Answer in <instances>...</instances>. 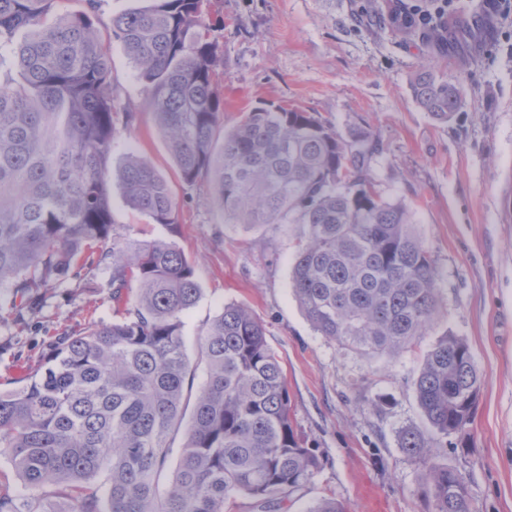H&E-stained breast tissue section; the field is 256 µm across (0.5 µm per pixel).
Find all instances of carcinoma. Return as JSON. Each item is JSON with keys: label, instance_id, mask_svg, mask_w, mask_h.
Listing matches in <instances>:
<instances>
[{"label": "carcinoma", "instance_id": "obj_1", "mask_svg": "<svg viewBox=\"0 0 512 512\" xmlns=\"http://www.w3.org/2000/svg\"><path fill=\"white\" fill-rule=\"evenodd\" d=\"M58 2L0 0V309L22 322L54 289L104 268L113 319L53 337L23 383L0 392V455L32 492L23 509L0 482V512H226L239 497L253 512H285L320 460L295 429L279 358L251 311L227 304L200 338L206 379L189 403L182 316L200 296L195 267L171 242L126 241L112 187L156 224L176 223L177 203L144 156L127 155L112 183L115 123L136 113L120 111L98 0L75 15ZM151 2L112 16V36L144 81L180 180L203 188L226 223L297 226L290 286L316 333L365 357L411 350L443 297L413 213L376 189L379 137L346 138L271 104L226 126L206 0ZM388 9L396 29L423 30L442 54L454 48L447 17L418 19L403 0ZM411 93L440 123L465 104L459 80L430 69ZM480 387L465 339L448 331L424 354L414 391L428 428L402 429L399 443L423 468L428 512H475L437 450L452 438L469 451ZM307 512L348 507L325 497Z\"/></svg>", "mask_w": 512, "mask_h": 512}]
</instances>
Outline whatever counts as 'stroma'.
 Segmentation results:
<instances>
[{"label": "stroma", "mask_w": 512, "mask_h": 512, "mask_svg": "<svg viewBox=\"0 0 512 512\" xmlns=\"http://www.w3.org/2000/svg\"><path fill=\"white\" fill-rule=\"evenodd\" d=\"M486 0H450L454 19L482 28L440 54L422 31L359 21L362 7L386 11L385 0H209L207 18L223 56L218 82L224 122L261 102L299 107L341 135L370 131L382 142L375 165L384 194L414 213V231L432 253L443 294L440 317L398 357L372 359L318 335L290 288L291 224L224 223L202 188L184 185L157 130L133 63L112 39L113 15L148 0H101L98 30L109 42L112 81L133 125L117 124L112 166L137 153L172 186L178 218L156 224L112 194V215L131 240L174 242L193 261L200 298L182 317L185 347L199 359V339L224 305L246 306L287 379L297 432L315 449L320 472L298 492L289 512H308L324 496L350 512H426L423 471L398 435L424 427L413 381L421 360L445 332L468 342L481 377L469 427L473 449L446 447L442 463L464 478L477 512H512V17L486 16ZM457 77L466 103L448 123L414 103L410 84L426 66ZM109 274L55 290L27 324L0 326V390L19 386L42 343L88 321H111Z\"/></svg>", "instance_id": "35a3bbf8"}]
</instances>
